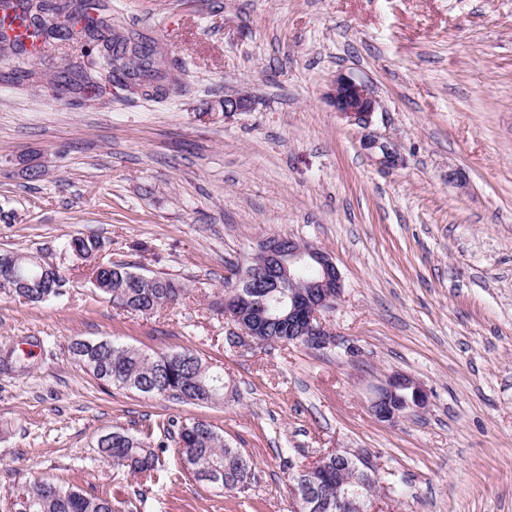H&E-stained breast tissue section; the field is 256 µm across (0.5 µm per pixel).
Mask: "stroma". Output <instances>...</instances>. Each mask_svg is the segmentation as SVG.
<instances>
[{"label":"stroma","mask_w":512,"mask_h":512,"mask_svg":"<svg viewBox=\"0 0 512 512\" xmlns=\"http://www.w3.org/2000/svg\"><path fill=\"white\" fill-rule=\"evenodd\" d=\"M182 83L164 101L106 82L94 42L0 58V250L66 271L39 303L0 290V512L40 477L125 512H294L292 477L332 448L372 457L381 512H512V0H103ZM378 102L334 111L337 74ZM252 100L224 115V95ZM374 136L394 149L365 150ZM186 290L151 316L112 306L66 242ZM272 235L330 254L343 294L325 347L230 343L225 278ZM185 349L223 371L195 406L100 384L69 340ZM404 373L429 404L394 422L370 401ZM211 423L253 461L247 491L196 482L165 452L152 479L100 461L102 431ZM328 98L336 112L348 122L367 125L376 111L377 101L369 88L352 76L340 73L331 85Z\"/></svg>","instance_id":"stroma-1"}]
</instances>
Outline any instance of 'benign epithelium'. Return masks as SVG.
<instances>
[{"instance_id": "benign-epithelium-1", "label": "benign epithelium", "mask_w": 512, "mask_h": 512, "mask_svg": "<svg viewBox=\"0 0 512 512\" xmlns=\"http://www.w3.org/2000/svg\"><path fill=\"white\" fill-rule=\"evenodd\" d=\"M328 98L337 113L356 125L369 124L377 108L369 88L344 73L336 76ZM220 107L227 116L249 111L252 103L246 95H226L220 101ZM363 147L370 151L380 150L383 164L387 166L395 162V151L374 138L365 139ZM255 256L262 257L292 288L288 293V318L295 323L296 336L291 341L300 339L311 345L324 346L331 333L322 314L335 306L343 289L341 273L333 258L311 243H291L285 248L275 236L260 242ZM241 276L242 271H237L230 289L224 294V316L235 324L238 335L253 339L255 332L243 321L244 315L253 307V299L236 290ZM427 401L428 394L418 382L406 375L393 374L378 388L371 411L381 421L395 422L425 408ZM340 452L345 453L353 469H358L361 463L367 475L375 472L369 457L349 449H334V453ZM376 497L377 494L359 488L346 489L336 494V508H343L345 512H379Z\"/></svg>"}]
</instances>
